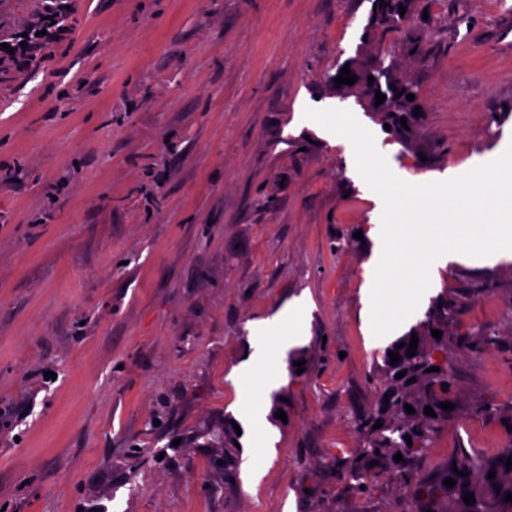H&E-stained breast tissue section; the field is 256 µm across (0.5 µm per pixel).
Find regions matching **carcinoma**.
Masks as SVG:
<instances>
[{
	"label": "carcinoma",
	"mask_w": 512,
	"mask_h": 512,
	"mask_svg": "<svg viewBox=\"0 0 512 512\" xmlns=\"http://www.w3.org/2000/svg\"><path fill=\"white\" fill-rule=\"evenodd\" d=\"M418 0H371L376 10L369 12L363 29L358 56L348 60L357 81L342 84L340 88L355 94L360 100L373 106L372 118L379 124L391 125L387 134L395 137L405 149L419 148L420 127L423 117L414 115V109L422 106L419 85L398 72L393 61L375 47L389 35L399 38L401 50L406 55H421L423 45L413 31L405 29V22L414 10ZM406 8L400 15L399 7ZM374 82H368V77ZM381 92L386 100L375 105V93ZM412 94L415 99L407 100ZM407 118L402 125L401 118ZM457 286L450 287L434 297L423 318L402 336L389 343L380 353L381 362L376 364L382 384L372 403L356 412L352 425L359 436L358 448L343 461L341 475L356 490L370 487L372 479L385 476L401 487H411L415 482L414 463L433 442L434 436L448 424L456 409L444 410L439 404H457L455 383L448 373V353L455 348L477 352L499 344L498 333L488 327H474L466 333H453L452 324L468 296L487 293L493 290V277L486 272L465 271L454 276ZM442 331L441 338L432 336V331ZM417 335L416 355H407L412 335ZM404 343L399 348L397 344ZM397 352L400 361L391 364L389 352ZM439 371L430 372L428 368ZM405 372L398 379L399 372ZM389 402H384V398ZM411 405L415 412L409 413L405 405ZM430 406L436 413L431 417L424 413ZM382 427L375 429L376 422ZM411 436L412 444H407L405 436ZM199 437L208 438L224 449V476L233 477L239 467V457L235 442L237 432L231 428L219 430L204 427ZM402 454L397 462L394 455ZM512 457V448L494 458L466 455L451 460L431 481L416 489L419 495L417 512H512V502L505 501L507 493H512V469L506 468L507 459ZM377 464H372V461ZM464 472L460 476L455 470ZM494 471V478H488ZM452 478L456 484L446 487L444 480ZM474 495L475 502L466 504L463 496Z\"/></svg>",
	"instance_id": "obj_1"
}]
</instances>
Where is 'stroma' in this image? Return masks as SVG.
Segmentation results:
<instances>
[{"mask_svg": "<svg viewBox=\"0 0 512 512\" xmlns=\"http://www.w3.org/2000/svg\"><path fill=\"white\" fill-rule=\"evenodd\" d=\"M369 0H76L69 43L0 73V507L5 512H415L387 481L367 494L338 459L378 392L389 342L361 318L377 262L378 195L348 146L303 110L347 109L397 177L464 174L512 145V0H430L409 57L420 149L384 133L333 76L355 57ZM272 207H261L263 199ZM363 231L348 244L340 234ZM460 321L498 346L448 357L459 415L415 463L434 478L512 445V261ZM299 337L246 389L257 326L293 299ZM326 343L307 374L294 353ZM285 419L267 451L239 437L225 478L197 438L244 412ZM162 449L163 458L150 456Z\"/></svg>", "mask_w": 512, "mask_h": 512, "instance_id": "35a3bbf8", "label": "stroma"}]
</instances>
